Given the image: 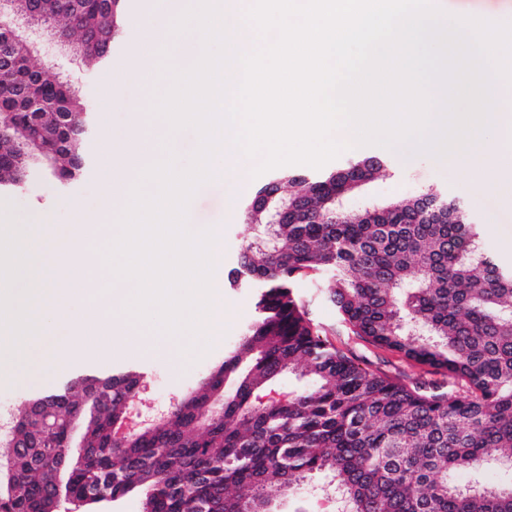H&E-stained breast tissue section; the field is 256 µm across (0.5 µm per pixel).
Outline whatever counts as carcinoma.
Here are the masks:
<instances>
[{"mask_svg":"<svg viewBox=\"0 0 512 512\" xmlns=\"http://www.w3.org/2000/svg\"><path fill=\"white\" fill-rule=\"evenodd\" d=\"M124 19V0H43L39 15L76 32L104 29L111 45ZM28 52L16 42L0 57V120L20 126L0 142V187L20 186L13 159L42 157L44 141L63 183L88 161L87 103L58 74L26 64ZM34 114L39 121L28 122ZM384 167L358 158L315 175L283 170L262 184L246 214L272 245L241 248L230 283L252 290L255 316L224 362L124 441L110 427L141 376L134 364L87 367L29 395L10 421L28 447L0 443L16 477L0 512H57L65 433L31 418L50 404L96 413L83 433L84 463L69 476L70 503L136 495L141 512H273L269 491L294 494L321 473L323 492L349 512H512V479L465 489L448 482V471L479 473L492 455L512 472V267L479 247L462 202L430 190L343 211L340 201ZM312 272L332 275L328 298L354 335L448 372L452 388L362 369L324 339L294 293ZM287 372L310 385L262 402ZM218 397L221 415L209 420Z\"/></svg>","mask_w":512,"mask_h":512,"instance_id":"obj_1","label":"carcinoma"}]
</instances>
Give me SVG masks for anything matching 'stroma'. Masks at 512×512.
<instances>
[{
	"label": "stroma",
	"mask_w": 512,
	"mask_h": 512,
	"mask_svg": "<svg viewBox=\"0 0 512 512\" xmlns=\"http://www.w3.org/2000/svg\"><path fill=\"white\" fill-rule=\"evenodd\" d=\"M157 7L156 0H128L124 39L114 49L108 68L72 64L66 55L58 52L40 54L41 60L54 59L68 65L95 124L94 137L88 145L90 162L79 180L64 185L44 167L35 166L22 185L0 190V201L12 202L16 221L32 232L45 265H52L56 251L77 218H84L89 224L99 223V201L112 163L109 150L121 148L127 126L138 113L151 111L157 96L169 86V76L162 70H154L145 81L129 75L131 53L137 50L148 57L157 52L175 56L183 45L200 37L194 29L179 35L168 29L157 34L150 32L142 22V14ZM357 153L387 157L389 166L360 193L346 198L347 210L355 211L367 204L381 206L432 189L447 199L466 202L480 221L484 247L499 263L512 265L511 182L484 186L474 179L470 162H455L428 154L417 155L407 162L397 154L385 153L376 145H364L355 152L344 151L332 160V167L343 166ZM188 221L201 230L214 225L222 228L223 269L227 272L236 267L242 245L260 233L259 227L245 216L241 203H228L224 183L220 180L198 187L188 207ZM329 284L327 274L313 273L298 279L294 291L313 323L319 329L333 333L334 343L343 346L361 367L380 368L392 374L420 377L435 385L447 386L448 375L444 371L414 363L396 351L373 345L341 328L336 307L326 296ZM224 306L223 334L209 350L194 348L177 361L162 352L133 353L116 342L112 345L111 355L95 361L94 366L109 371L136 363L149 386L148 404L156 412L167 409L173 399L192 390L209 368L223 359L225 349L242 336L254 315L253 297L244 288L225 287ZM76 316V311L71 310L50 317L46 325L56 336L55 344L43 347L39 362L27 368L24 383L0 384V425L18 415L27 395L64 381L80 369V362L64 360L60 355V345L66 339L69 322Z\"/></svg>",
	"instance_id": "35a3bbf8"
}]
</instances>
